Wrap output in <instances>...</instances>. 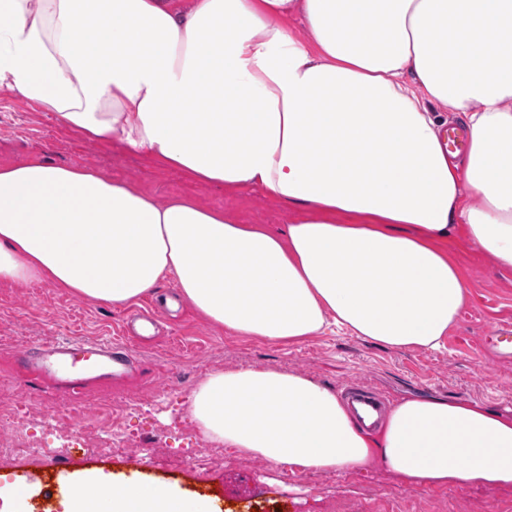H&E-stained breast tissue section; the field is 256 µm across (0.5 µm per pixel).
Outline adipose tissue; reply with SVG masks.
Returning a JSON list of instances; mask_svg holds the SVG:
<instances>
[{
  "instance_id": "ef3b65f1",
  "label": "adipose tissue",
  "mask_w": 512,
  "mask_h": 512,
  "mask_svg": "<svg viewBox=\"0 0 512 512\" xmlns=\"http://www.w3.org/2000/svg\"><path fill=\"white\" fill-rule=\"evenodd\" d=\"M0 90L302 212L274 232L36 157L0 166L1 280L129 306L170 278L239 336L333 325L438 350L469 298L455 228L512 269V0H0ZM443 111L466 118L462 163ZM190 411L273 462L512 488V414L474 402L406 397L368 429L311 378L248 368L210 375ZM105 488L112 512H187L171 488L99 476L71 483L64 512H99Z\"/></svg>"
}]
</instances>
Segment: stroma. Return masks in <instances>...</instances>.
<instances>
[{
  "label": "stroma",
  "instance_id": "obj_1",
  "mask_svg": "<svg viewBox=\"0 0 512 512\" xmlns=\"http://www.w3.org/2000/svg\"><path fill=\"white\" fill-rule=\"evenodd\" d=\"M40 156L66 166L88 167L128 181L158 201L183 195L218 207L245 224L284 229L287 205L257 189L229 191L203 183L112 140L87 141L58 125L30 101L0 91V164ZM448 249L467 282L470 298L441 351L391 349L343 331L296 343H274L228 335L202 319L167 279L155 298L167 300L160 331L133 346L125 380L105 373L76 389L28 379L24 362L47 338L125 343L123 324L133 307L80 297L44 282H0V438L13 432L54 449L0 457V489L25 468L67 462L65 481L88 471L111 480L137 478L175 486L186 498L215 499L223 512H512V489L457 484L413 487L379 464L364 472L302 470L248 455L207 438L190 414L191 396L211 374L249 367H274L314 378L336 392L360 383L391 401L407 396L477 402L512 413V359L494 355L484 336L512 330V271L496 269L454 235ZM135 437L131 454L82 451L88 426Z\"/></svg>",
  "mask_w": 512,
  "mask_h": 512
}]
</instances>
